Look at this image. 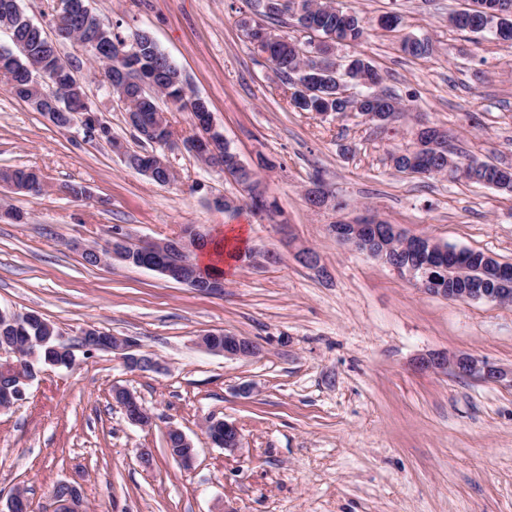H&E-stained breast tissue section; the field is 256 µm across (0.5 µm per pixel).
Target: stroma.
<instances>
[{
    "mask_svg": "<svg viewBox=\"0 0 512 512\" xmlns=\"http://www.w3.org/2000/svg\"><path fill=\"white\" fill-rule=\"evenodd\" d=\"M346 2L371 28L337 58L371 59L406 106L385 130L356 112L294 110L290 87L239 25L247 0H88L123 38L152 33L276 203L270 218L217 208L239 185L186 151L169 152L177 180L158 185L127 168L83 115L58 128L0 83V168H34L50 184L36 196L0 188L23 214L0 221V309L40 314L67 344L89 327L136 339L169 367L133 372L107 351L80 355L71 370L43 366L26 400L0 411L1 504L20 487L41 512L67 483L84 512H512V381L413 370L438 352L511 370L512 303L426 294L329 231L372 212L410 235L512 263V193L400 173L390 161L412 147L420 118L453 133L458 154L512 166V49L453 28L463 0ZM385 13L401 16L400 30L376 28ZM406 35L430 37L432 53L405 54ZM59 52L78 65L100 121L143 150L86 55L69 42ZM317 179L335 209L308 204ZM64 183L87 197L59 192ZM189 224L213 242L240 232L274 258L224 260V291L208 294L117 260L90 265L71 247L115 228L133 241L175 239ZM302 246L320 253L326 273L297 261ZM216 329L257 343L259 355L205 352L198 340ZM244 384L246 398L236 393ZM118 387L151 411L152 427L128 421ZM211 418L238 426L237 454L211 445ZM173 426L197 450L192 467L167 449ZM141 448L150 468L136 460Z\"/></svg>",
    "mask_w": 512,
    "mask_h": 512,
    "instance_id": "obj_1",
    "label": "stroma"
}]
</instances>
